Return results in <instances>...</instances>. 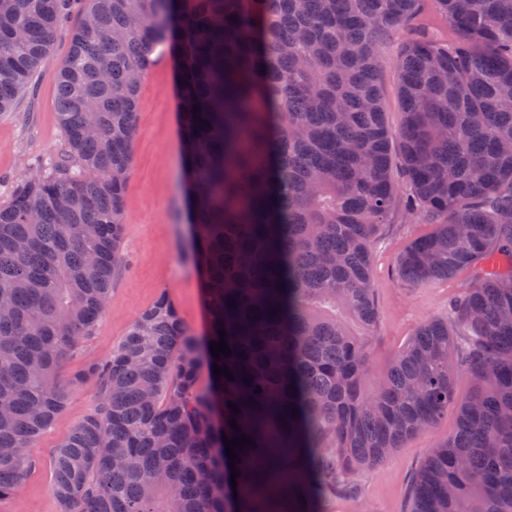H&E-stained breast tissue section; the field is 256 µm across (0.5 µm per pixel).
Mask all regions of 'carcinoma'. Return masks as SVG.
<instances>
[{"label":"carcinoma","instance_id":"obj_1","mask_svg":"<svg viewBox=\"0 0 512 512\" xmlns=\"http://www.w3.org/2000/svg\"><path fill=\"white\" fill-rule=\"evenodd\" d=\"M430 8L450 42L421 23ZM69 25L66 150L0 203V503L92 383L51 455L60 512H318L450 406L409 512H512V0H0V112ZM395 35L397 164L380 90ZM165 47L206 336L162 296L64 378L126 263L138 93ZM398 204L430 230L396 276L469 279L373 383L371 251ZM243 434L227 488L224 439Z\"/></svg>","mask_w":512,"mask_h":512}]
</instances>
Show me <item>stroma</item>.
<instances>
[{
    "instance_id": "35a3bbf8",
    "label": "stroma",
    "mask_w": 512,
    "mask_h": 512,
    "mask_svg": "<svg viewBox=\"0 0 512 512\" xmlns=\"http://www.w3.org/2000/svg\"><path fill=\"white\" fill-rule=\"evenodd\" d=\"M70 49L68 33L53 42L49 65L33 79L34 89L13 111L0 112V201L7 200L16 178L33 173L64 152V136L56 119L55 65ZM177 72L172 55L163 54L144 77L139 91L137 134L131 174L126 186L122 249L127 265L112 280V294L97 332L64 367L78 370L86 359H104L124 339L134 318L160 296H167L182 320L204 336L207 319L193 261V239L183 213V159L178 113ZM427 225L395 209L373 246L374 295L380 323L372 341L370 369L379 376L387 362L417 327L444 314L465 277L422 284L397 279L398 256ZM96 402L87 384L75 390L66 410L40 439L32 456L36 467L18 492L0 504V512H59L51 493L50 452ZM455 412L441 417L433 429L407 437L385 461L359 470L355 494L326 498L322 512H407L416 476L431 448L452 435Z\"/></svg>"
}]
</instances>
